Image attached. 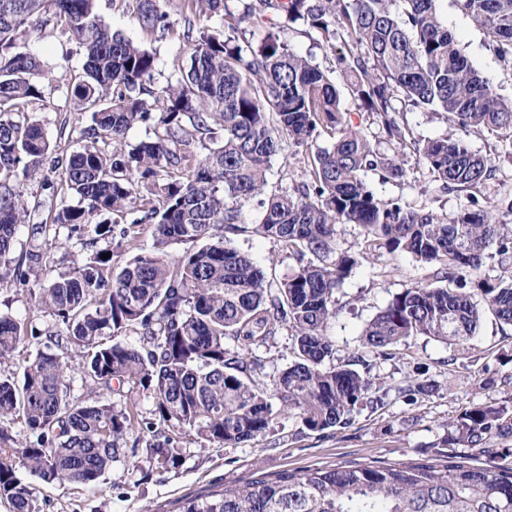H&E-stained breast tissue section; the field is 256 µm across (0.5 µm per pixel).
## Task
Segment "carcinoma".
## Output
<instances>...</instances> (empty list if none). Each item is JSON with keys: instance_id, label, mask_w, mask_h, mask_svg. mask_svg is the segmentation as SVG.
Masks as SVG:
<instances>
[{"instance_id": "1", "label": "carcinoma", "mask_w": 512, "mask_h": 512, "mask_svg": "<svg viewBox=\"0 0 512 512\" xmlns=\"http://www.w3.org/2000/svg\"><path fill=\"white\" fill-rule=\"evenodd\" d=\"M139 27H168L157 0H136ZM199 12L224 13L229 29L263 14L231 0H194ZM437 0H261L291 22L302 21L333 48L351 94L382 138L348 124L329 74L293 51L279 32L238 42L201 31L190 64L151 89L156 53L113 30L98 0H0V294L28 291L55 329L0 315V361L31 339L46 337L69 357L37 352L19 376L0 375V500L12 512H41L17 472L45 483L96 485L117 461L120 441L146 443L145 462L168 469L181 455L167 428L189 429L203 445L237 447L267 435L286 414L312 432L344 427L376 377L361 372L364 356L337 364L326 334L336 314V290L353 268L384 248L433 269L435 283L396 294L363 329V347L386 357L402 341L426 336L465 346L485 311L512 325V195L490 197L497 150L474 152L461 138L412 143L425 167L463 197L451 215L378 196L369 170L401 179L400 156L409 130L393 101L446 114L459 130L487 131L512 149V99L501 97L469 63L436 10ZM485 30L498 59L512 67V0H455ZM83 54L68 83L75 112L90 114L83 145L63 157L25 106L45 100L64 69L25 45L49 21ZM153 136L127 143L130 129ZM212 145L199 158L187 152L197 134ZM334 138L317 146L321 133ZM311 151L306 179L293 191L267 194L266 173L283 139ZM64 177L54 181L44 163ZM38 182L60 200L35 221L24 199ZM255 200L261 222L242 220L241 202ZM362 229L357 254L336 248V225ZM152 227V249L120 269L112 247ZM26 230L29 248L15 253ZM66 239L86 247L55 277L44 271ZM276 240L298 265L269 282L254 259L232 245L247 232ZM120 241L112 243L114 233ZM106 247H98L99 242ZM192 243L172 257L168 248ZM109 254L106 259L103 254ZM498 267L485 269L489 256ZM127 331L134 346L115 340ZM292 340L293 360L272 374L256 354L280 334ZM91 385L73 398L68 377ZM132 383L154 403V419L135 426L134 414L107 400L112 382ZM435 384L414 378L405 396L430 395ZM29 435L9 433L16 420ZM512 437V414L477 405L460 414L448 444L491 451ZM492 469L459 452L406 462L353 463L283 470L273 478L228 481L188 497L180 512H512V450L494 452Z\"/></svg>"}]
</instances>
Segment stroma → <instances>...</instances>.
<instances>
[{
  "instance_id": "obj_1",
  "label": "stroma",
  "mask_w": 512,
  "mask_h": 512,
  "mask_svg": "<svg viewBox=\"0 0 512 512\" xmlns=\"http://www.w3.org/2000/svg\"><path fill=\"white\" fill-rule=\"evenodd\" d=\"M160 5L169 15L171 27L147 33L138 25L134 0H99V13L105 22L155 51L153 85L157 88L188 64L194 44L189 30L224 28L223 15H191L185 0H160ZM436 9L469 62L492 81L498 94L512 98V68L504 66L490 49L485 30L459 11L454 0H437ZM275 24L291 49L330 72L350 123L378 135L360 101L349 94L335 52L317 41L315 33L302 23L279 17ZM29 46L52 66L63 62L73 71L83 62L82 54L50 26L33 34ZM69 109L62 87L51 91L45 104L32 108L47 136L58 140L61 151L67 154L78 149L80 131L90 123L88 115H73ZM67 114L72 117L74 133L62 140L58 137L59 123ZM404 120L418 141L461 136L471 150L482 154L494 141L486 132L461 134L443 114L432 111H408ZM404 160L407 175L401 180L384 178L378 171L367 172V181L380 196L440 213L452 214L459 209V193L444 188L419 164L413 150H406ZM304 177L302 150L283 143L267 173L266 191L293 190ZM234 245L251 255L271 281L281 280L295 264L270 238L249 233L235 237ZM432 280L431 269L402 252L384 251L357 265L336 292V316L327 329L338 357L361 350L365 324L403 288ZM365 359L380 387L374 398L365 399L355 410L348 426L315 433L303 429L295 419L281 416L267 436L236 448H204L194 436L176 431L172 444L182 461L175 469L138 468V461L146 457L144 445L139 444L114 462L94 488L30 478L41 512H178L186 497L221 488L229 480L245 481L295 468L431 457L447 450L446 438L464 409L477 404L512 407V326L489 312L483 316L478 336L466 347L417 336L395 347L390 358L369 352ZM415 377L433 381L436 392L406 398L400 388Z\"/></svg>"
}]
</instances>
